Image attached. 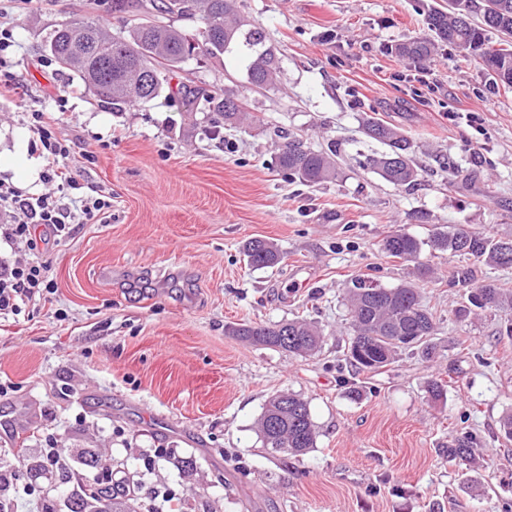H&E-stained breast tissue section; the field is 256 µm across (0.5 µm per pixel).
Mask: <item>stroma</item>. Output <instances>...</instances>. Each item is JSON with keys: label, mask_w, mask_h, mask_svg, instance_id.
Segmentation results:
<instances>
[{"label": "stroma", "mask_w": 512, "mask_h": 512, "mask_svg": "<svg viewBox=\"0 0 512 512\" xmlns=\"http://www.w3.org/2000/svg\"><path fill=\"white\" fill-rule=\"evenodd\" d=\"M265 36L274 84L247 79L248 52L187 59L179 82L226 93L253 123L213 130L203 105L165 98L120 111L93 106L79 77L51 73L43 44L63 20L92 12L110 33L130 18L112 0H0V25L22 86L0 96V181L45 192L46 161L30 110L69 112L55 128L85 179L112 206L58 242L39 245L51 289L0 319V512H70L72 484L43 466L59 449L70 470L172 496L173 512H503L512 505V314L454 311L490 279L512 289V268L423 249L419 263L388 256L401 229L428 240L450 227L512 238V87L443 44L412 62L394 47L426 30L412 0H235ZM456 120H449V113ZM376 117L414 145L421 178L385 183L362 167L381 151L362 122ZM333 149L341 174L286 180L281 133ZM284 254L252 267L245 244ZM413 283L434 313L437 354L403 351L376 372L346 364L354 279ZM323 332L301 357L233 336L241 324L295 317ZM442 380L443 397L427 393ZM307 401L313 448L268 454L257 421L268 398ZM458 432L480 443L448 457Z\"/></svg>", "instance_id": "35a3bbf8"}]
</instances>
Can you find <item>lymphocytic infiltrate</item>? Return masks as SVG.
Returning <instances> with one entry per match:
<instances>
[{
  "label": "lymphocytic infiltrate",
  "mask_w": 512,
  "mask_h": 512,
  "mask_svg": "<svg viewBox=\"0 0 512 512\" xmlns=\"http://www.w3.org/2000/svg\"><path fill=\"white\" fill-rule=\"evenodd\" d=\"M53 122L43 110L29 114V130L36 135L47 160L42 179L48 192L25 196L0 181V217L5 220L0 236L31 250L37 247L33 229L42 228L44 238L57 241L70 233L72 225L89 223L111 206V195L82 181L80 170L69 166L71 148L53 136ZM66 196L72 198V207H62L60 200ZM48 272L47 263L36 258L10 265L0 263V316L18 314L26 300L50 289Z\"/></svg>",
  "instance_id": "lymphocytic-infiltrate-1"
}]
</instances>
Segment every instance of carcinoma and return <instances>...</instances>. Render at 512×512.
<instances>
[{"label":"carcinoma","instance_id":"carcinoma-1","mask_svg":"<svg viewBox=\"0 0 512 512\" xmlns=\"http://www.w3.org/2000/svg\"><path fill=\"white\" fill-rule=\"evenodd\" d=\"M114 8L132 16V23L123 32L111 35L95 18L81 16L61 22L44 45V51L61 70L74 73L84 82L101 108L120 110L153 101L186 58L216 57L240 40L252 50L247 67L249 82L261 88L273 79V56L266 49H258L263 35L257 30H242L234 0H116ZM159 14L199 21L200 39L191 42L180 30L154 23ZM424 16L427 32L395 45L401 57L424 60L436 45L448 44L470 53L494 79L512 86V0H482L478 8L474 0H448L446 7H427ZM490 33L499 36L497 43L487 40ZM205 101L227 126H241L247 120L241 105L230 96L208 94ZM364 131L368 138L384 145V151L365 156L363 166L394 187L416 185L420 170L411 141L398 128L372 119L364 121ZM276 164L285 177L307 185L330 182L339 176L335 152L304 148L291 136L278 148ZM422 247V241L401 229L383 241L388 255L410 262L419 260ZM431 247L453 258L512 267L511 238L454 227L436 235ZM245 255L255 268L271 267L281 260L275 244L263 239L249 241ZM346 301L352 329L347 357L355 367L378 371L394 363L408 348L420 350L425 358L435 354L431 343L434 316L413 286L383 288L375 293L367 280L357 279L348 289ZM469 303L459 309V315L470 314L473 306L512 309V289L489 281L471 292ZM232 335L253 345L297 355L315 353L322 342L321 331L302 319L241 325L232 329ZM259 437L262 447L273 455L300 454L314 447L316 429L308 403L296 394L272 396L259 419ZM476 447L475 436L456 435L448 442V457L466 459ZM105 497L112 498L110 512H135L124 495H115L108 488L94 491L88 481L81 484L72 501L79 506L76 512H87L88 501Z\"/></svg>","mask_w":512,"mask_h":512}]
</instances>
